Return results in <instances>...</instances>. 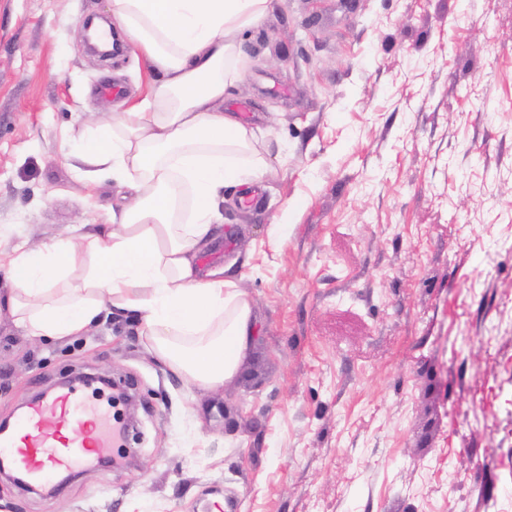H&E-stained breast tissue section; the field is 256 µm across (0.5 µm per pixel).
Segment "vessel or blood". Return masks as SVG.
Masks as SVG:
<instances>
[{
  "mask_svg": "<svg viewBox=\"0 0 512 512\" xmlns=\"http://www.w3.org/2000/svg\"><path fill=\"white\" fill-rule=\"evenodd\" d=\"M125 443L106 412L87 403L78 381L32 400L15 430L0 435V459L29 483L43 485L54 475L95 462L120 464L118 450Z\"/></svg>",
  "mask_w": 512,
  "mask_h": 512,
  "instance_id": "b4317fda",
  "label": "vessel or blood"
}]
</instances>
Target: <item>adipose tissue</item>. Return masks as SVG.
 <instances>
[{"label":"adipose tissue","instance_id":"adipose-tissue-1","mask_svg":"<svg viewBox=\"0 0 512 512\" xmlns=\"http://www.w3.org/2000/svg\"><path fill=\"white\" fill-rule=\"evenodd\" d=\"M273 0H111L122 28L155 74L152 96L90 129L74 174L127 190L95 232L21 243L0 309L33 340L86 332L103 312L133 313L151 351L205 389L238 376L255 335L250 300L223 272L201 273L199 252L224 222L226 187L259 188L262 136L224 95L240 78V36ZM88 259L79 280L71 272Z\"/></svg>","mask_w":512,"mask_h":512}]
</instances>
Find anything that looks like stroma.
<instances>
[{
    "instance_id": "obj_1",
    "label": "stroma",
    "mask_w": 512,
    "mask_h": 512,
    "mask_svg": "<svg viewBox=\"0 0 512 512\" xmlns=\"http://www.w3.org/2000/svg\"><path fill=\"white\" fill-rule=\"evenodd\" d=\"M109 14L0 0L1 264L126 193L71 168L155 80L86 51ZM242 39L224 109L269 131V171L252 205L225 189L199 263L252 303L241 375L184 381L124 313L42 342L1 316L0 420L104 375L135 424L59 492L0 477V512H512V0H274Z\"/></svg>"
}]
</instances>
